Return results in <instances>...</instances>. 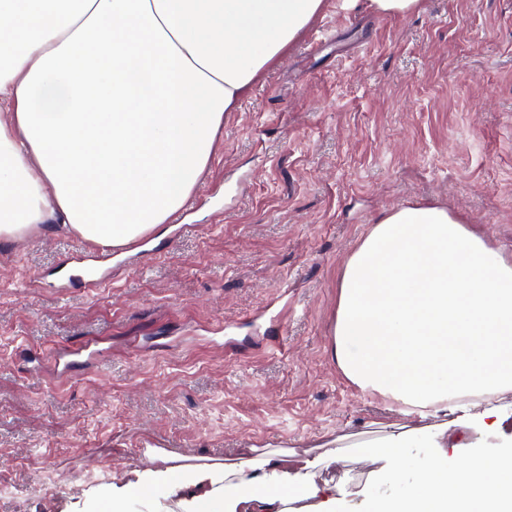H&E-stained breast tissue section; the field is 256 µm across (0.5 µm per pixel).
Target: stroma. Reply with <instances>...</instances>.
Here are the masks:
<instances>
[{
    "label": "stroma",
    "mask_w": 512,
    "mask_h": 512,
    "mask_svg": "<svg viewBox=\"0 0 512 512\" xmlns=\"http://www.w3.org/2000/svg\"><path fill=\"white\" fill-rule=\"evenodd\" d=\"M438 204L512 254V0H425L382 15L326 0L225 113L215 155L151 254L96 291L35 288L97 251L59 224L0 238V512H65L155 448L187 464L285 451L340 512H374L397 469L352 443L426 420L347 381L331 355L344 264L387 210ZM95 343L66 378L54 359ZM95 472L92 484L70 473Z\"/></svg>",
    "instance_id": "stroma-1"
}]
</instances>
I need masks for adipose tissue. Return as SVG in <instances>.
<instances>
[{
    "label": "adipose tissue",
    "mask_w": 512,
    "mask_h": 512,
    "mask_svg": "<svg viewBox=\"0 0 512 512\" xmlns=\"http://www.w3.org/2000/svg\"><path fill=\"white\" fill-rule=\"evenodd\" d=\"M0 0V236L53 221L97 245L138 242L169 223L215 152L225 113L319 15L325 0ZM333 356L365 395L437 417L436 454L376 512H512V256L437 205L386 211L347 259ZM452 428L503 439L476 455ZM416 432L360 443L396 462ZM278 453L150 466L90 491V512H126L132 492L184 512H320L309 469ZM244 493L228 495V488Z\"/></svg>",
    "instance_id": "1"
}]
</instances>
